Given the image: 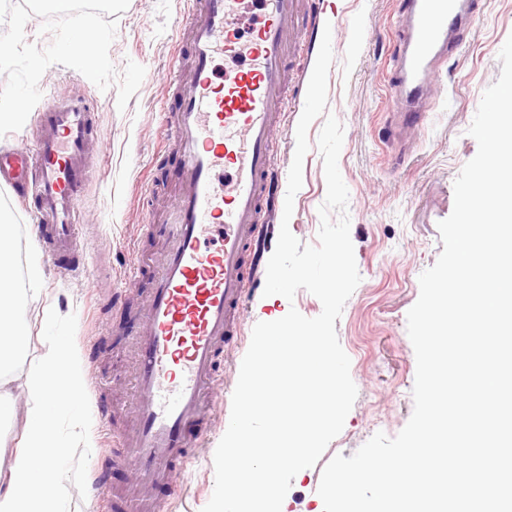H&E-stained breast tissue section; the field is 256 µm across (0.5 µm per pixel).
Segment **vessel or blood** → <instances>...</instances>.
<instances>
[{"label": "vessel or blood", "mask_w": 512, "mask_h": 512, "mask_svg": "<svg viewBox=\"0 0 512 512\" xmlns=\"http://www.w3.org/2000/svg\"><path fill=\"white\" fill-rule=\"evenodd\" d=\"M299 0H191L193 69L171 74L179 109L166 140L181 178L168 224L170 245L136 336L139 405L127 456L136 493L114 512H158L155 492H177V458L202 446L190 435L215 383L219 349L236 339V315L260 282L259 250L274 233L281 176L274 166L273 116L285 86V43L300 36ZM475 0H404L392 76L403 129L419 125L435 99L440 66L460 50ZM91 114L81 95L51 96L34 154L0 153L12 206L34 207L35 233L56 251L76 244L75 202L88 179Z\"/></svg>", "instance_id": "b4317fda"}]
</instances>
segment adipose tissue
I'll use <instances>...</instances> for the list:
<instances>
[{
  "label": "adipose tissue",
  "instance_id": "ef3b65f1",
  "mask_svg": "<svg viewBox=\"0 0 512 512\" xmlns=\"http://www.w3.org/2000/svg\"><path fill=\"white\" fill-rule=\"evenodd\" d=\"M41 285L42 272L34 260L23 287H0V422L15 412L6 377L28 338L27 327L14 309L38 299ZM27 388L31 398L27 422L13 454L9 480L0 487V512H62L65 447L55 434L54 422L59 413H79L84 388L80 353L72 337L48 340Z\"/></svg>",
  "mask_w": 512,
  "mask_h": 512
}]
</instances>
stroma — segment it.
<instances>
[{"mask_svg": "<svg viewBox=\"0 0 512 512\" xmlns=\"http://www.w3.org/2000/svg\"><path fill=\"white\" fill-rule=\"evenodd\" d=\"M319 16L309 36L332 32L335 61L328 75L326 111L345 129L339 169L349 190L350 236L361 282L335 322L350 359L357 398L341 433L316 465L300 472L286 496L287 512H324L318 494L322 470L335 455L351 457L375 433L396 436L409 421L416 357L407 333V313L420 294L419 277L443 250L438 224L454 206V181L477 153L468 129L484 90L500 75L498 54L512 35V0H481L478 20L461 53L449 56L438 80L439 97L421 125L391 138L394 120L392 56L397 46L402 0H304ZM187 8L184 0H129L121 13L110 57L116 70L126 61L146 68V76L126 109L117 90L100 91L81 73L50 66L39 88L43 96L82 93L91 104L94 139L92 175L80 197L76 256L42 260L43 292L19 315L30 329L10 388L15 414L0 424V483L9 475L29 398L26 379L47 337H75L83 362L85 388L81 421L61 415L55 430L69 454L65 462V512H100L92 475L105 472L109 488L131 491L120 463L117 435L130 434L135 404L134 336L153 285L154 260L167 245L168 207L179 188L174 152L157 153L176 111L177 93L166 81L169 67L189 74ZM317 55L292 60L293 80L280 115L275 165L289 171L296 147L305 84ZM323 119L309 127L311 147L303 163V184L294 200L289 227L305 245L317 242L319 208L326 196L322 156L316 146ZM139 249L149 261L133 287H126L125 256ZM79 260L80 277H61L59 268ZM297 309L312 318L322 311L318 298L298 291L294 300L255 292L248 297L236 342L221 353L217 377L223 395L213 402L204 424L208 442L180 465L179 497L163 512H201L215 485L214 453L224 435V411L231 406L241 361L254 325Z\"/></svg>", "mask_w": 512, "mask_h": 512, "instance_id": "obj_1", "label": "stroma"}]
</instances>
